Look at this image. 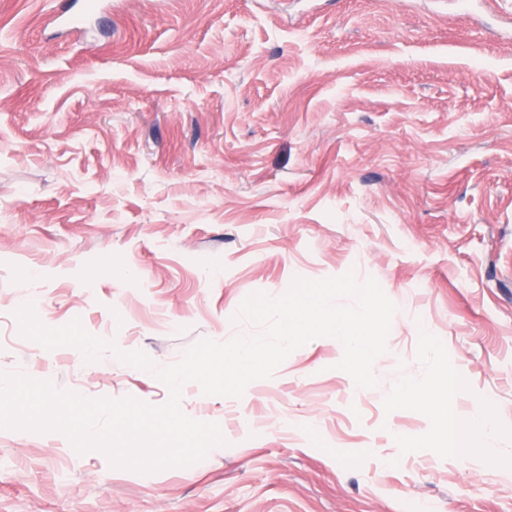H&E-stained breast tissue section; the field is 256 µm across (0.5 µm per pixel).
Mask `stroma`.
<instances>
[{
	"label": "stroma",
	"mask_w": 512,
	"mask_h": 512,
	"mask_svg": "<svg viewBox=\"0 0 512 512\" xmlns=\"http://www.w3.org/2000/svg\"><path fill=\"white\" fill-rule=\"evenodd\" d=\"M105 3L0 0V373L161 406L252 293L351 271L396 313L373 388L331 337L238 398L186 382L225 439L189 466L0 428V512H512V0ZM27 304L114 350L23 337ZM416 390L489 404L492 455L435 448Z\"/></svg>",
	"instance_id": "1"
}]
</instances>
